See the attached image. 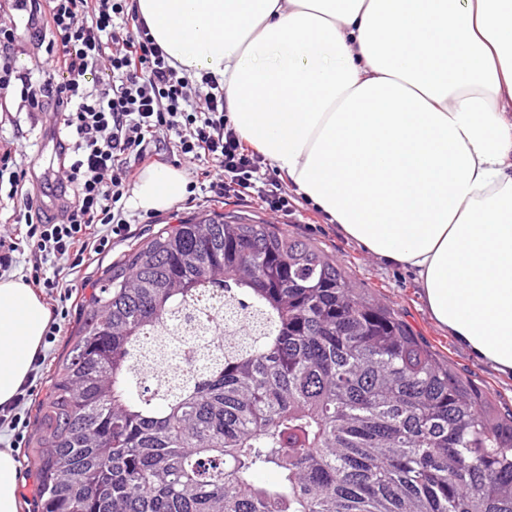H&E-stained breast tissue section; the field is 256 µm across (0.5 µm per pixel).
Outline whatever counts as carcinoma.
<instances>
[{"mask_svg": "<svg viewBox=\"0 0 512 512\" xmlns=\"http://www.w3.org/2000/svg\"><path fill=\"white\" fill-rule=\"evenodd\" d=\"M36 417L37 512H512V410L324 250L236 215L103 271Z\"/></svg>", "mask_w": 512, "mask_h": 512, "instance_id": "1", "label": "carcinoma"}]
</instances>
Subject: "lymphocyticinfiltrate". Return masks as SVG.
<instances>
[{
	"instance_id": "1",
	"label": "lymphocytic infiltrate",
	"mask_w": 512,
	"mask_h": 512,
	"mask_svg": "<svg viewBox=\"0 0 512 512\" xmlns=\"http://www.w3.org/2000/svg\"><path fill=\"white\" fill-rule=\"evenodd\" d=\"M30 20L48 34V57L41 77L0 72V91L17 89L33 110L53 104L60 117L59 140L65 179L75 201L61 217L44 215L25 202L14 221L16 240L31 247L33 287L57 293L44 341L54 343L69 315V293L60 292L62 268L70 258L110 252L127 239L131 224L126 199L137 170L160 155L168 135L179 157L214 161L220 174L202 172L187 185L188 201L202 197L258 196L275 212L291 216L292 205L278 183L266 177L262 155L248 148L228 123L224 90L206 78L204 108L190 100L179 77L135 11L121 0H20ZM108 62L106 80L87 87L85 76Z\"/></svg>"
}]
</instances>
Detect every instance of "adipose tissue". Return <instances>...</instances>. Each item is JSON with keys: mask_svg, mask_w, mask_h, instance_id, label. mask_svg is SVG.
Here are the masks:
<instances>
[{"mask_svg": "<svg viewBox=\"0 0 512 512\" xmlns=\"http://www.w3.org/2000/svg\"><path fill=\"white\" fill-rule=\"evenodd\" d=\"M180 76H211L246 142L370 254L411 270L434 319L512 378V0H136ZM180 169L130 203L170 208ZM49 313L0 278V405Z\"/></svg>", "mask_w": 512, "mask_h": 512, "instance_id": "ef3b65f1", "label": "adipose tissue"}]
</instances>
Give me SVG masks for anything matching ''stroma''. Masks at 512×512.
<instances>
[{"label": "stroma", "instance_id": "stroma-1", "mask_svg": "<svg viewBox=\"0 0 512 512\" xmlns=\"http://www.w3.org/2000/svg\"><path fill=\"white\" fill-rule=\"evenodd\" d=\"M0 27L14 30L16 35V52L11 60L14 73H34L44 66L46 45L34 35L27 12L21 10L15 0H0ZM57 127L58 118L52 108L31 112L15 97L8 98L6 107L0 108V150L12 146L16 159L32 168V176L22 193L33 196L51 216L58 215L69 198L60 182ZM284 188L295 207L294 215L289 217L273 213L260 200L234 197L197 200L190 204L181 201L170 209L153 212L148 224L142 221L143 211L131 210L134 219L131 238L114 244L111 252L82 266L75 277V285L80 290L89 289L101 272L119 259L133 242L164 225L216 214L246 217L307 240L332 255L360 287L369 289L396 309L440 358L450 361L459 373L481 385L497 410H512V379L502 377L477 361L434 321L424 302L420 283L412 273L385 263L348 239L338 225L331 223L292 183H285Z\"/></svg>", "mask_w": 512, "mask_h": 512}]
</instances>
